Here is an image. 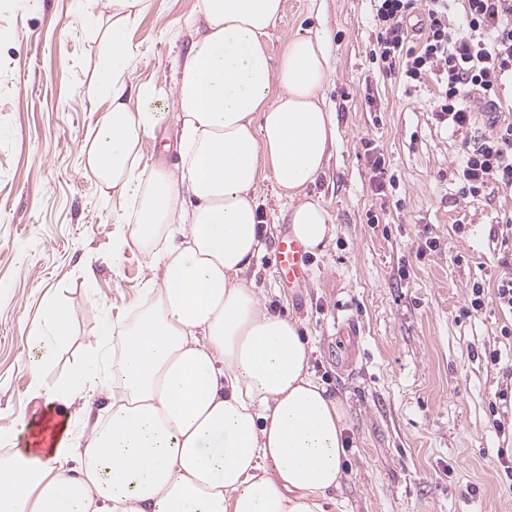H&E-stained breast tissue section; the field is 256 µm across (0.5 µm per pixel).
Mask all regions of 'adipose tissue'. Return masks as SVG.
I'll use <instances>...</instances> for the list:
<instances>
[{"instance_id": "obj_1", "label": "adipose tissue", "mask_w": 512, "mask_h": 512, "mask_svg": "<svg viewBox=\"0 0 512 512\" xmlns=\"http://www.w3.org/2000/svg\"><path fill=\"white\" fill-rule=\"evenodd\" d=\"M152 0H107L95 90L106 110L81 154L124 211L112 252L154 256L140 306L104 319L86 358L51 393L92 420L52 447L0 458V512H342L344 402L310 369L297 320L267 310L246 274L262 248L258 196L271 180L289 233L323 252L336 234L308 193L336 142L319 31L267 40L284 0H197L174 70L182 167L144 162L166 121L156 89L132 87V30ZM45 305L25 365L39 379L73 334ZM111 397L106 413L90 405Z\"/></svg>"}]
</instances>
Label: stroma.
<instances>
[{
	"label": "stroma",
	"mask_w": 512,
	"mask_h": 512,
	"mask_svg": "<svg viewBox=\"0 0 512 512\" xmlns=\"http://www.w3.org/2000/svg\"><path fill=\"white\" fill-rule=\"evenodd\" d=\"M0 0V455L33 447L50 417L48 388L79 362L104 317L143 300L151 255L129 244L112 254L122 208L84 171L81 145L106 108L93 71L98 37L88 21L106 0ZM196 0H152L132 31L135 86L169 83ZM268 43L279 56L296 32L329 39L336 72L325 89L336 144L310 194L330 212L335 238L310 255L305 288L291 293L274 269L289 229L263 181L265 250L246 278L268 309L298 319L311 365L348 412L345 512H512L497 451L512 448V410L499 406L512 377L487 364L512 359V312L487 306L461 316L474 284L494 291L512 254V191L457 194L458 161L478 125L448 132L435 119L436 82L405 89L370 59L369 0H284ZM144 160L178 170V125L141 145ZM385 159L392 185L371 189L368 153ZM66 303L74 335L34 392L20 358L49 298Z\"/></svg>",
	"instance_id": "1"
}]
</instances>
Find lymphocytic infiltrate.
I'll list each match as a JSON object with an SVG mask.
<instances>
[{
  "instance_id": "lymphocytic-infiltrate-1",
  "label": "lymphocytic infiltrate",
  "mask_w": 512,
  "mask_h": 512,
  "mask_svg": "<svg viewBox=\"0 0 512 512\" xmlns=\"http://www.w3.org/2000/svg\"><path fill=\"white\" fill-rule=\"evenodd\" d=\"M372 58L406 86L437 78L435 116L452 129L485 121L458 165L461 197L512 190V0H370Z\"/></svg>"
}]
</instances>
